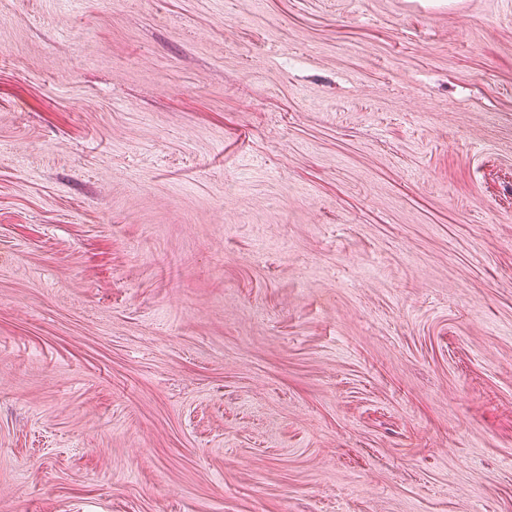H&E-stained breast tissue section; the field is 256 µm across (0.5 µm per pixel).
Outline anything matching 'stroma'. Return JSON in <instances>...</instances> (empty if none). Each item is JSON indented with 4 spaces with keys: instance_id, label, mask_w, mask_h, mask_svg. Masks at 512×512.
<instances>
[{
    "instance_id": "stroma-1",
    "label": "stroma",
    "mask_w": 512,
    "mask_h": 512,
    "mask_svg": "<svg viewBox=\"0 0 512 512\" xmlns=\"http://www.w3.org/2000/svg\"><path fill=\"white\" fill-rule=\"evenodd\" d=\"M0 512H512V5L0 0Z\"/></svg>"
}]
</instances>
